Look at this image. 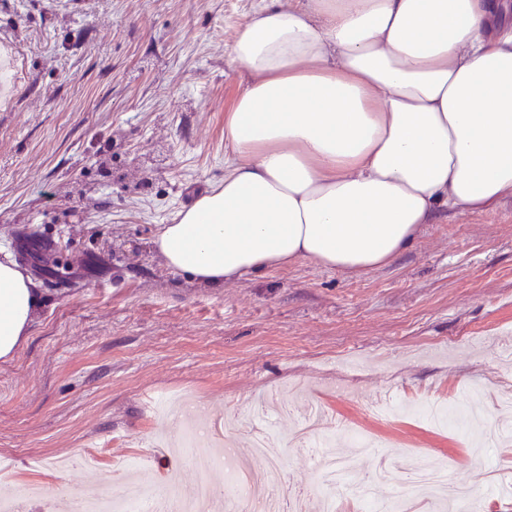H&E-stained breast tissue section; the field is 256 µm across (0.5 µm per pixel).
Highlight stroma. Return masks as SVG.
<instances>
[{
  "instance_id": "stroma-1",
  "label": "stroma",
  "mask_w": 512,
  "mask_h": 512,
  "mask_svg": "<svg viewBox=\"0 0 512 512\" xmlns=\"http://www.w3.org/2000/svg\"><path fill=\"white\" fill-rule=\"evenodd\" d=\"M262 4L0 0V250L44 300L0 365V484L48 499L118 493L132 460L152 486L174 473L185 491L223 482L167 452L158 408L188 401L234 420L212 445L242 451L254 474L278 465L320 501L294 440L315 405L379 500L437 512L371 480L378 463L426 458L485 472L472 512L500 507L492 483L512 481V445L485 431L512 430L498 405L512 386V197L441 213L391 265L359 276L305 261L209 288L153 248L161 225L224 181V114L250 80L230 48ZM32 234L45 262L72 266L65 287L24 261ZM436 392L455 403L442 425L412 402ZM348 427L378 442L377 457L348 446Z\"/></svg>"
}]
</instances>
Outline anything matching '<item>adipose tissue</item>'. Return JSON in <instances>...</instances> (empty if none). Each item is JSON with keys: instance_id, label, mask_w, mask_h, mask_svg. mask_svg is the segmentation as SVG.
<instances>
[{"instance_id": "adipose-tissue-1", "label": "adipose tissue", "mask_w": 512, "mask_h": 512, "mask_svg": "<svg viewBox=\"0 0 512 512\" xmlns=\"http://www.w3.org/2000/svg\"><path fill=\"white\" fill-rule=\"evenodd\" d=\"M230 55L224 182L153 240L206 286L301 261L393 263L441 211L512 196V0H297L260 7ZM36 283L0 261V363L27 342Z\"/></svg>"}]
</instances>
